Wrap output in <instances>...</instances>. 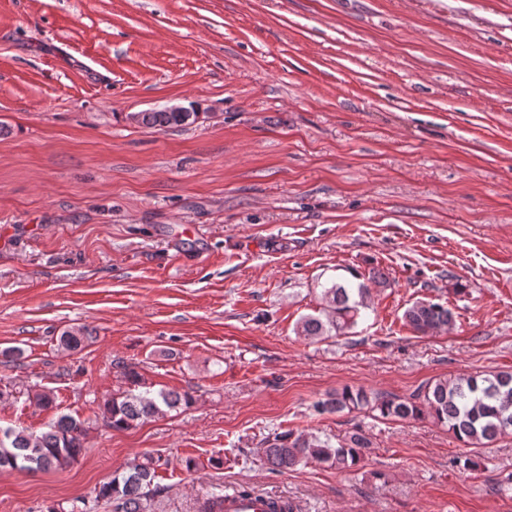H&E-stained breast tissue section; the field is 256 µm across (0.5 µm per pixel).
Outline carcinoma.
<instances>
[{
  "mask_svg": "<svg viewBox=\"0 0 512 512\" xmlns=\"http://www.w3.org/2000/svg\"><path fill=\"white\" fill-rule=\"evenodd\" d=\"M201 116L200 112L157 109L131 113L127 119L141 127L163 130L194 124ZM351 276L350 281L333 282L323 288L324 306L319 314L301 318L297 327L299 335L319 339L347 333L357 325L361 310L368 308L371 287H384L388 283L385 273L375 268L366 274L353 271ZM403 318L422 336L446 331L454 323L451 309L432 301L413 303ZM124 378L127 389L103 406L102 423L107 428L127 429L192 403V396L187 392L154 393L144 388L132 368H124ZM313 408L319 415L344 410L377 412L379 417L394 421L427 416L448 427L465 446L484 448L512 428V371L438 379L408 398L346 387L331 398L316 401ZM86 434L84 422L69 414L49 421L40 433L23 427L0 426V473L63 470L81 454ZM264 444L266 459L277 471L310 460L348 471L359 464L363 449L369 447L366 438L358 432L334 446L328 439H309L290 430L271 433ZM155 464L149 458L114 476L99 488L96 500L112 504L113 512H146L147 500L163 492V487L155 483Z\"/></svg>",
  "mask_w": 512,
  "mask_h": 512,
  "instance_id": "cac0c4a2",
  "label": "carcinoma"
}]
</instances>
